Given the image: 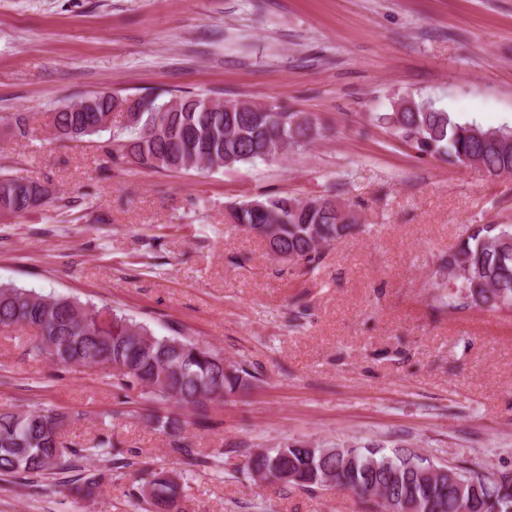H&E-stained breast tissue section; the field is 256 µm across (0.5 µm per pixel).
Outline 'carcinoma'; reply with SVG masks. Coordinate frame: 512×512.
<instances>
[{
    "instance_id": "carcinoma-1",
    "label": "carcinoma",
    "mask_w": 512,
    "mask_h": 512,
    "mask_svg": "<svg viewBox=\"0 0 512 512\" xmlns=\"http://www.w3.org/2000/svg\"><path fill=\"white\" fill-rule=\"evenodd\" d=\"M133 103L125 124L121 157L159 169L192 167L235 168L270 160L288 149L303 147L321 129L303 112L275 106L238 107L236 100L193 95L158 98L118 97L102 92L84 99L80 109L51 113L49 124L60 139H80L103 130L118 103ZM368 119L421 157L440 158L470 168L488 179L512 174V129L485 128L461 122L454 115L423 102L404 99L390 112H371ZM46 200L44 185L0 175V212L22 213ZM234 224L266 236L268 247L299 273L319 268L323 252L358 228L357 218L340 202L336 188L307 202L291 195H271L239 203L230 210ZM440 277L431 296L448 313L467 309L488 312L512 308V224H476L436 270ZM28 328L35 333L28 354L61 370L73 366L120 369L117 386L184 407L207 402L249 387L257 379L247 362L225 365L224 355L182 336H156L136 320L107 306L66 295H43L0 284V329ZM74 417L56 407L0 411V475H62L84 458L112 456L115 469L131 465L112 455V436L102 435L82 454L66 436ZM154 424L169 437L172 453L192 456L194 448L182 436L176 420L156 417ZM417 453L407 449L364 446L354 455L334 448H305L291 444L264 454H245L252 476L267 471L278 484L310 491L341 489L361 496L374 487L384 489L388 507L413 512H512V471L481 467H452L464 485L414 464ZM90 476L63 478L61 485L77 495L94 493ZM183 491L182 476L164 468L140 470L132 488L141 512H173Z\"/></svg>"
}]
</instances>
